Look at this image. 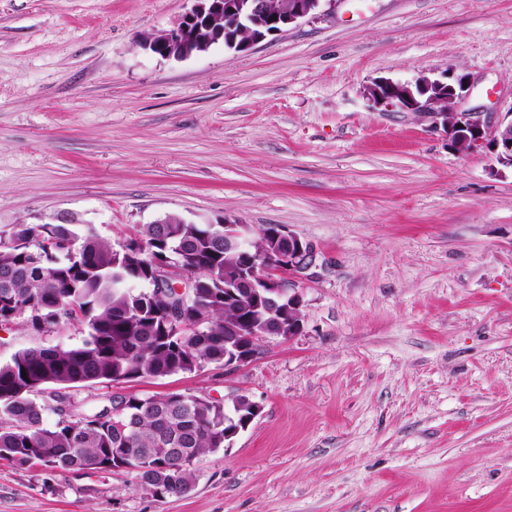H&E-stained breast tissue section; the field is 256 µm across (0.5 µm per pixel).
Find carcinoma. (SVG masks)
Instances as JSON below:
<instances>
[{"mask_svg": "<svg viewBox=\"0 0 512 512\" xmlns=\"http://www.w3.org/2000/svg\"><path fill=\"white\" fill-rule=\"evenodd\" d=\"M137 224L128 234L147 246L116 256L112 243L75 224H13L0 232V326L23 324L45 334L62 323L88 329L79 346L31 347L0 364V460L16 467L35 464L73 474L122 473L129 456L147 457L135 480L156 497L181 496L195 469L180 462L230 447L224 437L246 425L238 409L224 420V403L172 392L160 396H113L84 412L73 388L141 378L191 374L204 363L224 366V322L239 307L224 305L225 280L241 258L224 256V238L205 224ZM169 254L191 257L194 311L217 326L204 336L176 331L167 313L168 295L137 292L155 287L148 271ZM125 415L112 420L116 406Z\"/></svg>", "mask_w": 512, "mask_h": 512, "instance_id": "1", "label": "carcinoma"}]
</instances>
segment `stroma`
<instances>
[{
    "instance_id": "obj_1",
    "label": "stroma",
    "mask_w": 512,
    "mask_h": 512,
    "mask_svg": "<svg viewBox=\"0 0 512 512\" xmlns=\"http://www.w3.org/2000/svg\"><path fill=\"white\" fill-rule=\"evenodd\" d=\"M195 0H0V229L60 214L116 241L167 213L289 228L323 253L299 335L227 373L75 390L262 406L183 496L0 462V512H512V169L373 106L388 78L466 76L512 107V0H323L234 51L146 37ZM0 327V363L72 347Z\"/></svg>"
}]
</instances>
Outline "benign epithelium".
<instances>
[{
  "label": "benign epithelium",
  "instance_id": "1",
  "mask_svg": "<svg viewBox=\"0 0 512 512\" xmlns=\"http://www.w3.org/2000/svg\"><path fill=\"white\" fill-rule=\"evenodd\" d=\"M322 0H290L288 7L275 13L274 23L281 26L296 24L310 16L311 8L320 5ZM238 12L235 0H196L190 12L185 14L177 25L161 32L169 51L177 56H186L191 43L196 41L197 33L202 27H212V22L222 16ZM421 95H413L410 84L395 83L389 79L374 82L367 88V95L377 105L390 106L380 88L401 91L405 102L403 108L438 120L446 113L438 111L436 96L430 93L432 88L443 87L448 90V101L455 105L467 99L471 84L465 78L456 83H443L423 76L416 81ZM456 133L455 146L489 145L494 159L502 162L512 161V109L496 118H485L481 112H455L448 133ZM215 234L224 235V250H247L250 239L242 224H233L221 220L212 225ZM275 240L273 248L267 252L264 264H258L256 258L245 260L243 272L233 283V287L244 293L254 289L264 290V322L249 326V343L230 346L224 350V372L235 371L256 360L261 354V342L270 337L289 340L302 329L303 295L300 285L313 275V269L321 266L320 251L317 247L301 238L284 226L276 227L270 233ZM154 276L158 284H172L173 302L170 314L178 317L194 302L190 293L194 278L187 276L180 267V262L167 258L156 261Z\"/></svg>",
  "mask_w": 512,
  "mask_h": 512
}]
</instances>
